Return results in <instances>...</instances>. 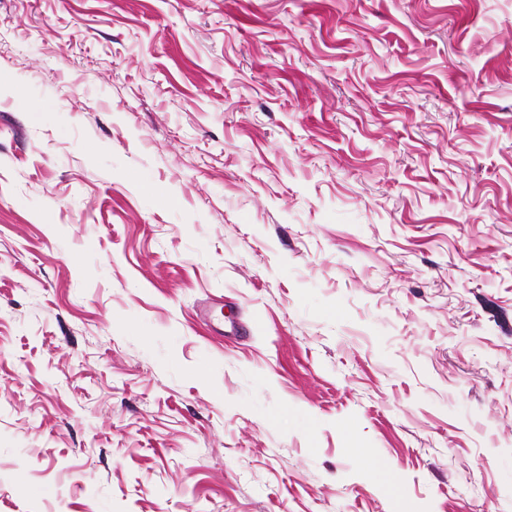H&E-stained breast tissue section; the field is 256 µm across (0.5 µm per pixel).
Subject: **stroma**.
Masks as SVG:
<instances>
[{"mask_svg":"<svg viewBox=\"0 0 512 512\" xmlns=\"http://www.w3.org/2000/svg\"><path fill=\"white\" fill-rule=\"evenodd\" d=\"M0 512H512V0H0Z\"/></svg>","mask_w":512,"mask_h":512,"instance_id":"stroma-1","label":"stroma"}]
</instances>
